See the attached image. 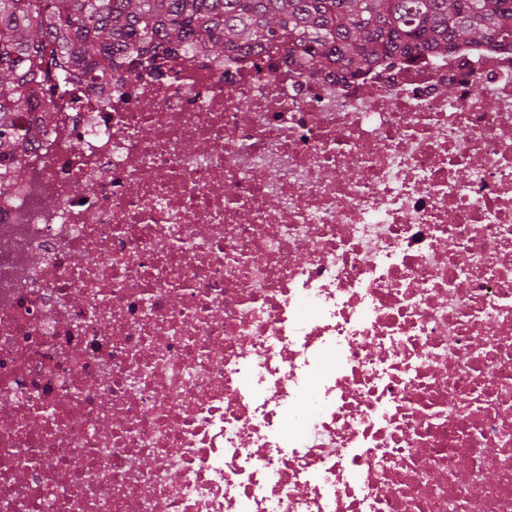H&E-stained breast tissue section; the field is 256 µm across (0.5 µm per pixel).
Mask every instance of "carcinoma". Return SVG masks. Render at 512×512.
<instances>
[{"instance_id": "obj_1", "label": "carcinoma", "mask_w": 512, "mask_h": 512, "mask_svg": "<svg viewBox=\"0 0 512 512\" xmlns=\"http://www.w3.org/2000/svg\"><path fill=\"white\" fill-rule=\"evenodd\" d=\"M512 46V0H0V161L33 137L25 112L47 84L112 85L193 55L261 44L288 50L308 78L327 65L352 76L384 60L460 46Z\"/></svg>"}]
</instances>
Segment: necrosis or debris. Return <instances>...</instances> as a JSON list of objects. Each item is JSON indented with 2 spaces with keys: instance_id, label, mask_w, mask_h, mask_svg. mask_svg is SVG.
I'll use <instances>...</instances> for the list:
<instances>
[{
  "instance_id": "1",
  "label": "necrosis or debris",
  "mask_w": 512,
  "mask_h": 512,
  "mask_svg": "<svg viewBox=\"0 0 512 512\" xmlns=\"http://www.w3.org/2000/svg\"><path fill=\"white\" fill-rule=\"evenodd\" d=\"M22 122L0 512H512V48L264 45Z\"/></svg>"
}]
</instances>
